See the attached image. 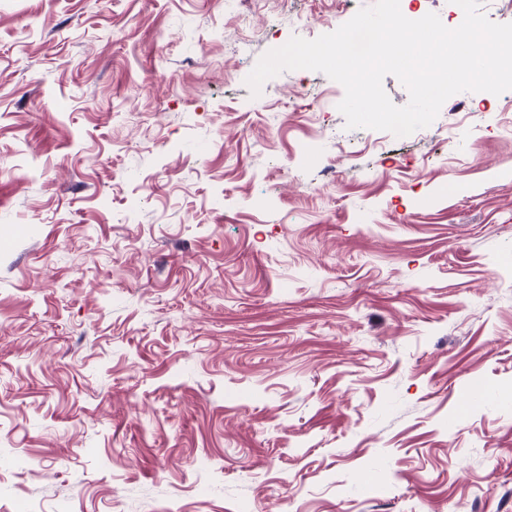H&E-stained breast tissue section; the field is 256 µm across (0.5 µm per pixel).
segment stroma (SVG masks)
Instances as JSON below:
<instances>
[{"instance_id":"1","label":"stroma","mask_w":512,"mask_h":512,"mask_svg":"<svg viewBox=\"0 0 512 512\" xmlns=\"http://www.w3.org/2000/svg\"><path fill=\"white\" fill-rule=\"evenodd\" d=\"M372 2L0 0V512H512V90L245 83Z\"/></svg>"}]
</instances>
